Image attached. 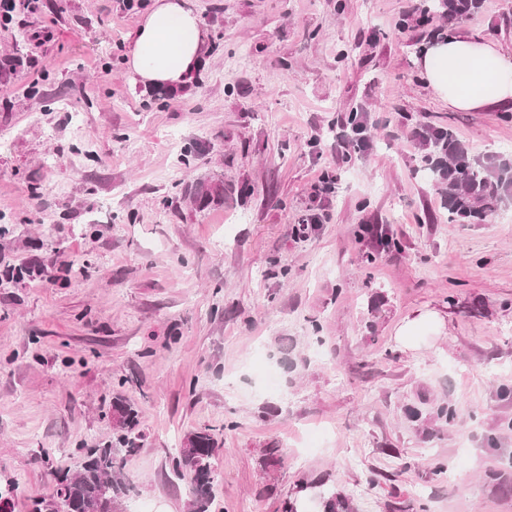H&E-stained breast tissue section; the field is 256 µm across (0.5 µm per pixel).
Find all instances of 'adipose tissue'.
<instances>
[{
    "label": "adipose tissue",
    "instance_id": "1",
    "mask_svg": "<svg viewBox=\"0 0 512 512\" xmlns=\"http://www.w3.org/2000/svg\"><path fill=\"white\" fill-rule=\"evenodd\" d=\"M207 52L202 21L185 0H156L133 39L127 66L144 88H175ZM419 64L449 108L473 111L512 102V61L494 42L460 30L431 46Z\"/></svg>",
    "mask_w": 512,
    "mask_h": 512
}]
</instances>
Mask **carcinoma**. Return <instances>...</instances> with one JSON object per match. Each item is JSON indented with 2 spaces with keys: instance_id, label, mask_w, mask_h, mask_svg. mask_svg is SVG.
Listing matches in <instances>:
<instances>
[{
  "instance_id": "carcinoma-1",
  "label": "carcinoma",
  "mask_w": 512,
  "mask_h": 512,
  "mask_svg": "<svg viewBox=\"0 0 512 512\" xmlns=\"http://www.w3.org/2000/svg\"><path fill=\"white\" fill-rule=\"evenodd\" d=\"M480 7L481 0H425L421 4V17L426 20L443 17L452 26L465 21ZM347 121L353 132V148L364 150L368 145L364 113L353 110ZM420 145L425 151L423 170L430 172L434 185L447 196L448 222L480 224L507 204L512 191V158L502 154L472 156L450 129L442 126L424 127ZM223 191L222 184L206 187L200 183L191 188V194L202 206ZM112 411L115 441L103 448L85 449L75 471L55 475L56 496L34 502L32 512H51L57 501L68 502L74 512H112L113 503L128 496L129 489L113 474L119 472L122 451L133 450L141 439L136 433L137 413L120 398L113 401ZM413 418L424 424H447L454 420L455 411L442 404L426 417L415 411ZM216 444L209 432L196 431L187 437L173 458L172 473L188 483L192 512H208L213 501ZM299 485L316 490L315 500L321 512H339L350 507L348 499L336 494V488L323 479L304 476Z\"/></svg>"
}]
</instances>
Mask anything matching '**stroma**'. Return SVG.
Segmentation results:
<instances>
[{
	"mask_svg": "<svg viewBox=\"0 0 512 512\" xmlns=\"http://www.w3.org/2000/svg\"><path fill=\"white\" fill-rule=\"evenodd\" d=\"M188 4L209 51L187 86L152 94L127 71L141 15L122 0H30L0 34L8 512L111 441L118 395L143 435L119 512H191L167 474L204 428L211 512H281L303 472L329 474L353 512H512L487 479L512 457V207L449 223L419 143L443 125L472 155L510 154L512 106L449 108L415 62L432 26L395 29L419 0ZM463 27L512 58V0ZM355 108L359 154L339 138ZM217 181L221 200L194 204L190 185ZM364 224L400 250L363 263ZM424 313L438 331L402 345ZM442 401L451 423L409 415ZM270 447L282 461L266 467ZM440 463L454 481L433 480ZM437 326V319L434 315L425 313L419 317L405 323L400 328V340L406 346H413L418 332L424 328H435Z\"/></svg>",
	"mask_w": 512,
	"mask_h": 512,
	"instance_id": "35a3bbf8",
	"label": "stroma"
}]
</instances>
